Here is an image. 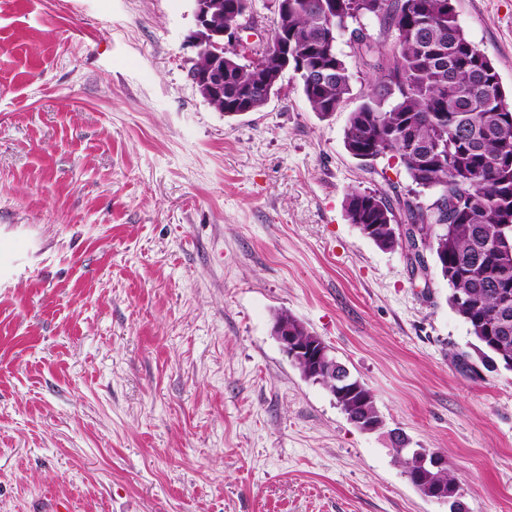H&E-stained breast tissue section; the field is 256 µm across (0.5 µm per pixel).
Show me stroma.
I'll return each mask as SVG.
<instances>
[{
    "mask_svg": "<svg viewBox=\"0 0 512 512\" xmlns=\"http://www.w3.org/2000/svg\"><path fill=\"white\" fill-rule=\"evenodd\" d=\"M512 91V0H453ZM193 0H0V512H451L388 437L512 512V371L473 374L429 259L350 224L381 177L284 76L227 118L189 77ZM293 315L371 390L352 424L276 340Z\"/></svg>",
    "mask_w": 512,
    "mask_h": 512,
    "instance_id": "obj_1",
    "label": "stroma"
}]
</instances>
